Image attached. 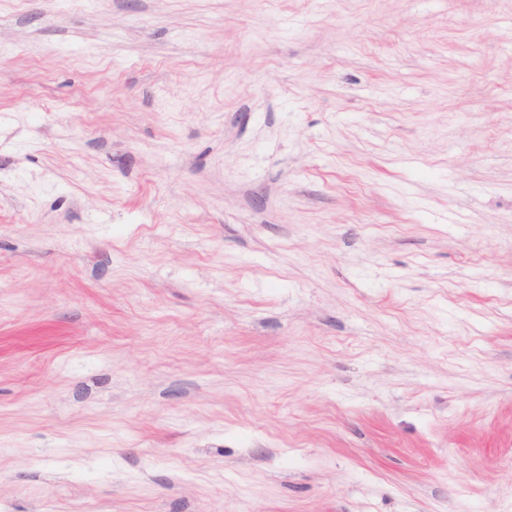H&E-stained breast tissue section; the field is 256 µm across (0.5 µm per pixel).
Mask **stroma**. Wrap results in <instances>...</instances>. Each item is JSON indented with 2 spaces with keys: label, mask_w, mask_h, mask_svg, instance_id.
<instances>
[{
  "label": "stroma",
  "mask_w": 512,
  "mask_h": 512,
  "mask_svg": "<svg viewBox=\"0 0 512 512\" xmlns=\"http://www.w3.org/2000/svg\"><path fill=\"white\" fill-rule=\"evenodd\" d=\"M0 45V512H512V0Z\"/></svg>",
  "instance_id": "obj_1"
}]
</instances>
